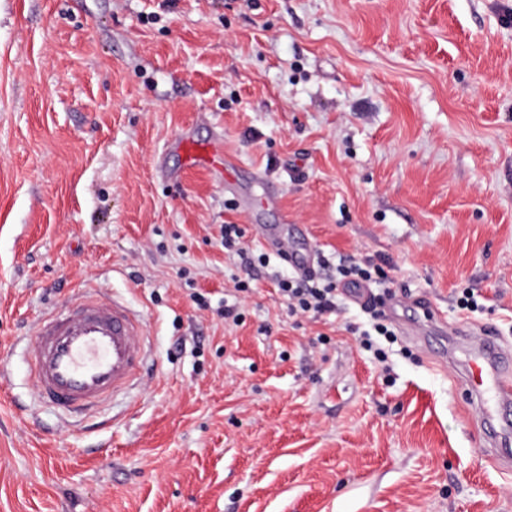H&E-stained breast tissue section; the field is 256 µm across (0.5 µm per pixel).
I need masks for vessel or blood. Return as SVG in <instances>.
Segmentation results:
<instances>
[{
  "label": "vessel or blood",
  "instance_id": "b4317fda",
  "mask_svg": "<svg viewBox=\"0 0 512 512\" xmlns=\"http://www.w3.org/2000/svg\"><path fill=\"white\" fill-rule=\"evenodd\" d=\"M187 160L233 167L232 156L192 142H182ZM260 241L288 259L301 274L312 270L313 252H296L288 237L265 228ZM30 371L36 394L64 412L84 415L136 380L146 354L142 317L117 299L82 292L60 309L43 314L32 329ZM479 354L462 380L469 388L470 406L486 413L491 404L512 401V348L502 345L490 327L464 331Z\"/></svg>",
  "mask_w": 512,
  "mask_h": 512
}]
</instances>
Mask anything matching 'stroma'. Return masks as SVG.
<instances>
[{"mask_svg": "<svg viewBox=\"0 0 512 512\" xmlns=\"http://www.w3.org/2000/svg\"><path fill=\"white\" fill-rule=\"evenodd\" d=\"M182 136L236 167L189 165ZM285 220L318 275L384 268L392 329L425 297L512 345V0H0V512H512L464 349L400 334L379 362L358 305L289 316L288 264L225 252L222 225L258 253ZM87 289L144 315L147 364L75 425L21 353Z\"/></svg>", "mask_w": 512, "mask_h": 512, "instance_id": "stroma-1", "label": "stroma"}]
</instances>
